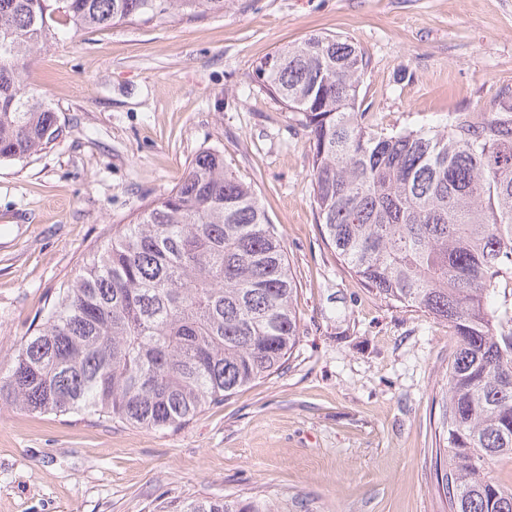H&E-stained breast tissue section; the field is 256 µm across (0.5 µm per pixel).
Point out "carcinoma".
<instances>
[{
    "instance_id": "obj_1",
    "label": "carcinoma",
    "mask_w": 512,
    "mask_h": 512,
    "mask_svg": "<svg viewBox=\"0 0 512 512\" xmlns=\"http://www.w3.org/2000/svg\"><path fill=\"white\" fill-rule=\"evenodd\" d=\"M227 0H0V163L62 134L27 81L32 57L73 34L192 20ZM368 60L347 38L276 49L257 78L297 114L328 244L390 305L448 324L435 466L448 512H512L493 474L512 457V89L434 130L378 133L359 102ZM297 284L255 190L217 152L90 254L36 332L0 361V402L175 428L275 373L300 336ZM174 512H276L266 501L195 500Z\"/></svg>"
}]
</instances>
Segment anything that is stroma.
I'll list each match as a JSON object with an SVG mask.
<instances>
[{"mask_svg": "<svg viewBox=\"0 0 512 512\" xmlns=\"http://www.w3.org/2000/svg\"><path fill=\"white\" fill-rule=\"evenodd\" d=\"M369 60L375 129L447 123L512 86V0H228L192 21L65 37L28 81L63 133L0 164V360L86 256L167 195L202 151L254 187L296 275L301 334L273 375L177 429L0 405V512H162L193 499L282 512H448L434 469L446 323L387 305L327 244L309 139L257 81L313 33Z\"/></svg>", "mask_w": 512, "mask_h": 512, "instance_id": "35a3bbf8", "label": "stroma"}]
</instances>
